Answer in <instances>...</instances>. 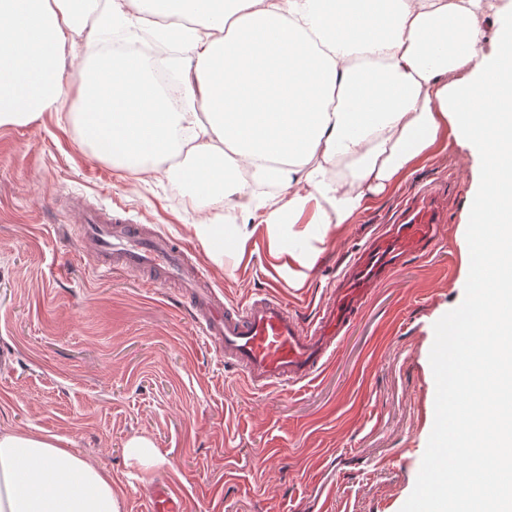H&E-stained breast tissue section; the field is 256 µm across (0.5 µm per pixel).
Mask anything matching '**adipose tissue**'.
<instances>
[{
    "label": "adipose tissue",
    "mask_w": 512,
    "mask_h": 512,
    "mask_svg": "<svg viewBox=\"0 0 512 512\" xmlns=\"http://www.w3.org/2000/svg\"><path fill=\"white\" fill-rule=\"evenodd\" d=\"M494 0H0V126L56 109L77 68L72 120L113 168L144 177L164 161L204 220L196 238L216 263L242 261L256 234L272 268L303 287L319 243L343 230L449 140L483 157L468 263L498 270L452 312L453 347L484 329L475 310L509 311L497 371L486 376L474 450L512 473V25L478 51ZM127 36L151 28L180 69L185 106L150 80L154 65L124 54L79 61L72 35L90 13ZM228 241L231 254L217 249ZM111 471L58 437L0 431V512H122Z\"/></svg>",
    "instance_id": "obj_1"
}]
</instances>
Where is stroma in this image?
Here are the masks:
<instances>
[{"label": "stroma", "mask_w": 512, "mask_h": 512, "mask_svg": "<svg viewBox=\"0 0 512 512\" xmlns=\"http://www.w3.org/2000/svg\"><path fill=\"white\" fill-rule=\"evenodd\" d=\"M72 98L25 126L0 127V429L46 433L110 469L124 512L157 489L180 512H418L434 432L449 394L437 346L467 304L466 250L478 151L449 143L322 246L304 287L270 276L267 242L250 262L216 264L196 239V200L164 175L141 181L94 157L69 117ZM437 192L449 217L436 251L375 288L314 382L257 392L199 335L174 285L100 276L61 198L184 242L216 293L236 303L269 290L312 317L351 255L402 199ZM150 437L148 474L124 446Z\"/></svg>", "instance_id": "1"}]
</instances>
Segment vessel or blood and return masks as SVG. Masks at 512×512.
<instances>
[{"label":"vessel or blood","mask_w":512,"mask_h":512,"mask_svg":"<svg viewBox=\"0 0 512 512\" xmlns=\"http://www.w3.org/2000/svg\"><path fill=\"white\" fill-rule=\"evenodd\" d=\"M80 212L78 241L94 266L104 272H150L155 283H179L190 299L200 335L215 346L228 370L259 392L284 391L314 381L332 360L373 288L408 258L430 256L442 224L448 221L447 211L429 192L414 196L396 224L376 233L353 254L328 299L306 321L270 292L241 303H224L203 266L189 261L184 245L89 206H81ZM432 475L434 480L425 485L420 501L424 512L434 507V481L454 479L453 496L462 510L472 496L494 497L512 482L511 473L492 465L477 471L458 470L451 454Z\"/></svg>","instance_id":"1"}]
</instances>
